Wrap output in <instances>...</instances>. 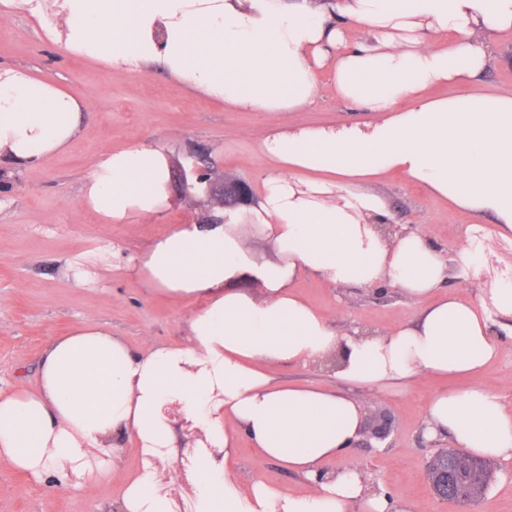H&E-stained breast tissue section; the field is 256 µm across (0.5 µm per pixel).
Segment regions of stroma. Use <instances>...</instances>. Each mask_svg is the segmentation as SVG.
<instances>
[{"label": "stroma", "mask_w": 512, "mask_h": 512, "mask_svg": "<svg viewBox=\"0 0 512 512\" xmlns=\"http://www.w3.org/2000/svg\"><path fill=\"white\" fill-rule=\"evenodd\" d=\"M493 54L494 63L479 85L512 94V32L498 36ZM0 65L48 75L88 104L86 123L67 151L36 168L0 169V389H36L39 365L52 339L88 317L107 325L135 351L186 342V322L196 301L151 291L129 278L123 265L145 253L170 225L209 213L212 198L192 189L182 177L191 153L208 155L214 179H234L252 191L260 190L257 174L263 163L258 147L267 130L262 113L225 108L160 68L137 76L101 60L73 57L51 44L38 22L24 12H9L0 20ZM365 117L360 109L327 96L313 107L286 113L281 121L291 126ZM138 142L167 150L172 205L159 220L105 223L83 203L84 184L104 155ZM372 189L388 201L393 223L425 230L432 243L451 256L460 250L469 225L491 223L490 218L429 196L399 174L386 175ZM492 248L480 280H450L446 292L476 301L480 289L489 287L497 272L512 263V231L494 238ZM72 264L87 271L83 285L74 284L68 272ZM296 287L326 315L336 316L345 329L384 332L413 321L419 313L418 305L391 290L380 294L354 284L329 288L309 274L300 275ZM271 373L284 383L319 385L358 398L365 404L366 427L390 421L385 440L369 439L367 447L332 461V470L359 463L375 484L415 500L420 512H448L432 491L426 459L452 442L446 433L427 437L426 408L435 394L465 387L467 379L421 376L405 388L382 394L373 405L363 388L338 378L330 360L278 365ZM483 379L511 412V336L502 337L500 355ZM490 465L493 480L465 512H512V460L494 459ZM140 466L137 449H128L116 479L84 491L35 483L0 461V512H111L121 494V476ZM181 466L177 459L160 470L158 485L168 491L175 512H195L196 489ZM241 473L244 479L291 490L305 485L301 476L253 449L242 456Z\"/></svg>", "instance_id": "1"}]
</instances>
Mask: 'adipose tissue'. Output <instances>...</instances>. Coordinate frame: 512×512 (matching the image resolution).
<instances>
[{"mask_svg": "<svg viewBox=\"0 0 512 512\" xmlns=\"http://www.w3.org/2000/svg\"><path fill=\"white\" fill-rule=\"evenodd\" d=\"M6 2L70 54L139 75L160 64L208 98L264 113L259 152L271 167L243 214L216 208L205 222L175 225L127 266L148 288L199 299L187 344L135 352L91 318L56 337L36 390H0V460L36 483L88 491L132 444L142 469L125 481L117 512H174L156 475L177 455L165 411L176 402L200 435L190 452L197 512H418L358 466L326 470L360 440L361 401L268 372L324 358L375 395L417 376L471 377L431 399L428 431H448L473 456L512 459V413L480 379L499 356L498 330L512 324V265L476 303L436 299L446 280L480 279L490 235L471 225L451 257L424 231L384 234L391 212L370 189L398 171L512 228V95L430 94L481 78L495 34L512 30V0H62L53 15L42 0ZM327 84L369 119L280 124ZM86 118V103L53 80L0 67V166L41 165ZM170 179L165 150L137 143L97 163L84 200L109 224L155 218L170 206ZM245 221L276 260L253 259ZM303 271L330 287L388 286L421 309L383 335L343 333L295 291ZM245 274L262 293L234 287ZM245 441L300 475L305 491L243 484Z\"/></svg>", "mask_w": 512, "mask_h": 512, "instance_id": "adipose-tissue-1", "label": "adipose tissue"}]
</instances>
